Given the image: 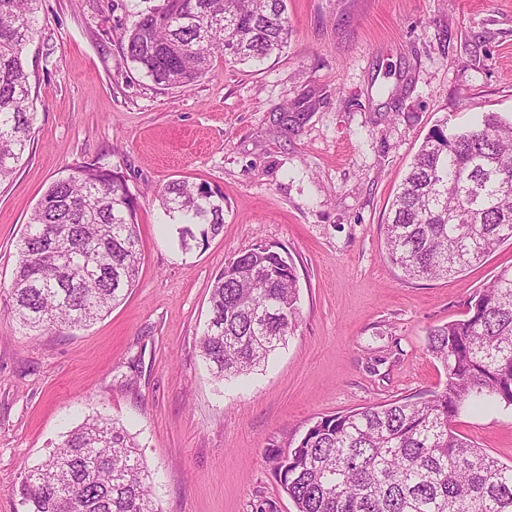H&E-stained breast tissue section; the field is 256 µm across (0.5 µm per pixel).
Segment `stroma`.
Segmentation results:
<instances>
[{"instance_id": "obj_1", "label": "stroma", "mask_w": 512, "mask_h": 512, "mask_svg": "<svg viewBox=\"0 0 512 512\" xmlns=\"http://www.w3.org/2000/svg\"><path fill=\"white\" fill-rule=\"evenodd\" d=\"M162 0H37L27 46L34 134L0 184V512L27 470L100 413L135 433L163 512H295L268 460L321 417L440 389L428 331L463 318L512 266V244L448 279L404 281L381 227L443 118L512 114V0H288V46L259 67L216 56L192 87L153 83L124 55ZM315 92L299 130L283 108ZM99 161L137 202L142 269L89 327L35 333L7 288L15 245L48 185ZM186 179L224 196V228L182 251L156 190ZM287 248L295 335L267 368L217 381L199 336L215 275L257 242ZM457 430L512 464V407L462 411Z\"/></svg>"}]
</instances>
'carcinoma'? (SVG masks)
<instances>
[{
    "mask_svg": "<svg viewBox=\"0 0 512 512\" xmlns=\"http://www.w3.org/2000/svg\"><path fill=\"white\" fill-rule=\"evenodd\" d=\"M33 0H0V183L34 133L25 49L37 33ZM286 0H163L130 31L126 58L154 83L190 87L221 54L259 66L288 44ZM310 92L286 113L297 127ZM184 250L218 235L224 197L175 180L157 191ZM137 206L126 176L98 161L52 181L16 242L12 312L34 332L77 329L137 285ZM384 258L407 279H441L512 242V117L483 112L425 138L382 226ZM201 357L219 381L265 366L300 318L298 276L283 247L260 242L216 275ZM427 351L444 386L419 399L326 415L269 461L296 512H512V465L463 438L468 405L512 406V267L470 298L465 318L434 327ZM126 427L92 415L31 467L22 512H162L151 472Z\"/></svg>",
    "mask_w": 512,
    "mask_h": 512,
    "instance_id": "1",
    "label": "carcinoma"
}]
</instances>
